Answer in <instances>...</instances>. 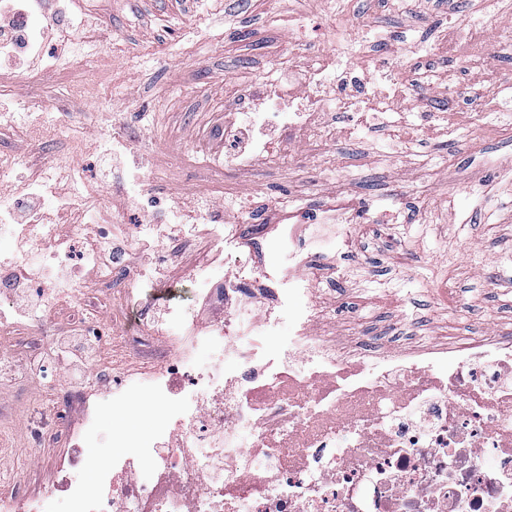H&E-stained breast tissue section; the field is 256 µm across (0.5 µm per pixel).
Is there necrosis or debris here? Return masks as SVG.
Segmentation results:
<instances>
[{"instance_id": "obj_1", "label": "necrosis or debris", "mask_w": 512, "mask_h": 512, "mask_svg": "<svg viewBox=\"0 0 512 512\" xmlns=\"http://www.w3.org/2000/svg\"><path fill=\"white\" fill-rule=\"evenodd\" d=\"M316 66L283 90L269 84L267 109H248L251 90L232 106L258 130L277 124L299 145L318 151L333 140L334 114L361 125L366 115L393 111V69L367 79L363 65H336L315 49ZM335 80L334 95L321 92ZM223 155L202 151L198 163L205 192L225 206L237 199L235 177L275 158L270 142L256 138L249 150L225 140ZM273 246L276 268L251 264L245 247L224 254L230 271L212 287V254L236 241L233 222L213 225L192 263L172 266L158 287L147 288L124 260L127 247L150 232L113 214L99 225L102 245L89 257L76 225L40 229L34 255L0 267V290L24 273L32 259L83 270L93 263L102 280L125 277L128 287L104 310L126 350L145 353L149 369L135 381L158 405L155 430L137 439L118 430L126 452L90 465L96 419L87 417L83 452L61 469L59 481L40 493L0 499V512H512V334L490 330L461 344L363 351L337 335L314 284L304 245H353V211L295 210ZM297 276L300 288L275 289L276 303L302 298L288 340L267 342L279 326L273 311L252 303L257 288ZM191 280L199 301H214L218 315L188 317L176 298ZM172 297L162 317L136 320L155 297ZM209 359L198 363L199 352Z\"/></svg>"}]
</instances>
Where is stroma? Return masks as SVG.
Returning a JSON list of instances; mask_svg holds the SVG:
<instances>
[{
  "label": "stroma",
  "mask_w": 512,
  "mask_h": 512,
  "mask_svg": "<svg viewBox=\"0 0 512 512\" xmlns=\"http://www.w3.org/2000/svg\"><path fill=\"white\" fill-rule=\"evenodd\" d=\"M373 20L384 36L356 44L353 21ZM92 32L96 63L72 58L62 32L71 20ZM52 42L30 53L20 69L0 66L10 84L0 96V115L49 127L35 143L0 129V189L6 202L24 197L34 169L50 174L57 200L43 210L47 224L83 214L93 223L123 209L130 222L148 219L163 235L178 238L186 256L193 242L179 225L143 214L135 194L117 182L152 176V192L164 205L195 209L209 223L223 219L224 206L186 195L198 174L187 163L200 140L223 151L216 134L225 105L241 89L263 85L278 73L276 61L293 56L306 65L320 46L338 55L353 52L368 74L383 59L410 81L431 65L436 77L405 99L406 109L433 111L447 105L457 130L448 135L421 126L411 137L370 122L356 137L346 134V116L334 121L336 140L326 149L281 155L237 178L245 210L240 236L265 265L278 257L263 239L284 220L291 196L311 207L334 200H359L356 246L334 247L314 257L324 277L318 286L337 334L393 348L452 341L476 331L512 330V0H411L407 10L382 0H72L71 18L52 22ZM460 34L481 31L494 45L487 69L473 67L442 45L449 27ZM481 83V99L448 100L449 86ZM128 135L112 150L113 126ZM59 346L29 354V369L0 383V419L26 432H77L84 418L72 406L56 418L37 399L38 390L62 382ZM98 412L95 460L119 455L112 433L111 383L96 373L83 376ZM31 449L10 451L12 469L0 467V493L14 481L36 489L54 480L55 451H47L36 474L25 463Z\"/></svg>",
  "instance_id": "35a3bbf8"
}]
</instances>
